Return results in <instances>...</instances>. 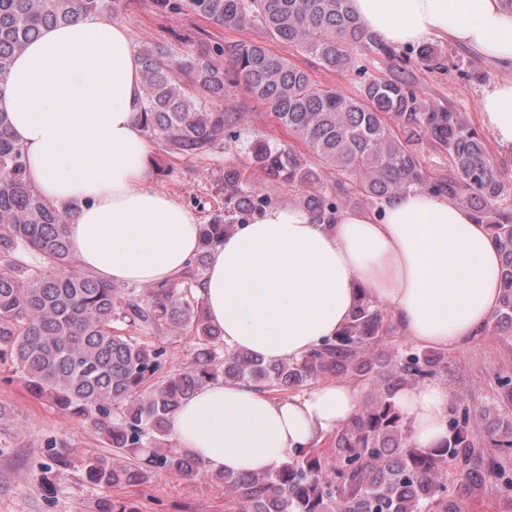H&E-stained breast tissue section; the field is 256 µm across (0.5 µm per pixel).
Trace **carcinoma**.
I'll list each match as a JSON object with an SVG mask.
<instances>
[{
  "label": "carcinoma",
  "mask_w": 512,
  "mask_h": 512,
  "mask_svg": "<svg viewBox=\"0 0 512 512\" xmlns=\"http://www.w3.org/2000/svg\"><path fill=\"white\" fill-rule=\"evenodd\" d=\"M116 0H0V77L42 28L78 14H107ZM161 12H190L237 30L251 21L312 55L330 69L353 64V52L392 50L353 13L350 0H153ZM231 68L201 47L177 52L156 45L138 51L142 96L138 122L143 133L171 153L202 156L237 138L247 113L224 101L244 85L263 103L301 152L287 143L257 138L242 168L224 169V213L200 225L198 264L238 224L269 207L253 192L250 174L270 185L303 191L300 204L319 224H334L347 200L357 196L382 211L410 189L445 194L472 208L489 226L502 261V299L495 325L512 333V206H502L503 173L490 157L486 139L450 108L434 107L397 78L372 77L348 96L314 83L302 69L262 43L239 42L228 49ZM418 63L441 67L436 48L416 52ZM448 154V175L432 176L422 162V143ZM335 173L327 186L321 173ZM24 148L9 133L0 112V359L25 377L28 391L63 414L95 417L113 455L133 457L130 469L95 457L88 481L112 487L140 484L166 472L190 475L201 463L183 448L160 447L170 416L202 386L250 384L262 392L305 387L318 379L351 374L370 377L369 357L387 342L392 326L379 305L362 300L336 336L302 360L269 363L243 351H224L221 329L202 302L184 298L178 284L152 289L143 302L117 311V285L76 269L65 225L69 212L48 202L26 179ZM36 253L29 263L23 255ZM169 325L194 330L202 348L193 367L150 381L162 368L163 350L112 334V323ZM442 353L424 347L391 349L374 392L342 427L331 453L308 448L263 473L218 472L226 512H463L461 493L486 488L512 503V374L497 376L500 402L494 417L479 419L460 399L448 417V439L435 448L411 444L397 392L432 380L446 370ZM453 467V484L443 474Z\"/></svg>",
  "instance_id": "cac0c4a2"
}]
</instances>
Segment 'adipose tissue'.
I'll return each instance as SVG.
<instances>
[{"instance_id":"adipose-tissue-1","label":"adipose tissue","mask_w":512,"mask_h":512,"mask_svg":"<svg viewBox=\"0 0 512 512\" xmlns=\"http://www.w3.org/2000/svg\"><path fill=\"white\" fill-rule=\"evenodd\" d=\"M390 45L444 38L512 67V10L501 0H351ZM140 65L124 27L98 15L43 28L0 78V112L40 194L70 209L72 253L116 284L175 281L199 248L196 215L150 184L151 144L137 121ZM484 127L512 150V81L479 101ZM501 257L488 225L445 195L406 190L382 213L345 209L335 225L297 206L266 209L212 248L198 293L227 349L299 360L336 335L361 297L389 307L416 344L457 350L484 333L501 301ZM411 442L448 435L451 395L432 380L396 397ZM360 409L353 385L318 383L274 399L212 383L169 429L210 472L276 469Z\"/></svg>"}]
</instances>
